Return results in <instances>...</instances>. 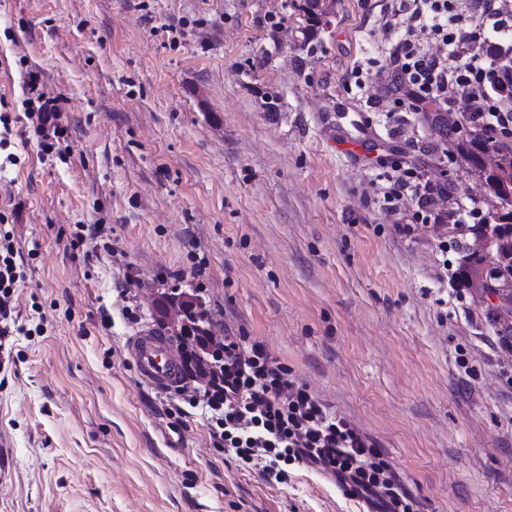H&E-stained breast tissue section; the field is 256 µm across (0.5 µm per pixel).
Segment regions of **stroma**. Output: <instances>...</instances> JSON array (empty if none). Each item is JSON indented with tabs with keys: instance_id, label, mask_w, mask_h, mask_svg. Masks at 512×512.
Masks as SVG:
<instances>
[{
	"instance_id": "35a3bbf8",
	"label": "stroma",
	"mask_w": 512,
	"mask_h": 512,
	"mask_svg": "<svg viewBox=\"0 0 512 512\" xmlns=\"http://www.w3.org/2000/svg\"><path fill=\"white\" fill-rule=\"evenodd\" d=\"M0 0V233L24 260L0 353V512H372L303 464L268 482L206 415L139 380L130 336L163 289L203 284L381 449L416 512H512V367L464 250L400 232L385 174L337 149L401 147L477 207L492 197L432 124L397 126L376 75L385 0ZM369 68L352 87L357 65ZM56 102L44 150L31 108ZM101 224L104 240L86 227ZM136 305L137 322L121 309ZM468 364L460 366L457 357Z\"/></svg>"
}]
</instances>
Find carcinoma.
<instances>
[{
	"label": "carcinoma",
	"instance_id": "1",
	"mask_svg": "<svg viewBox=\"0 0 512 512\" xmlns=\"http://www.w3.org/2000/svg\"><path fill=\"white\" fill-rule=\"evenodd\" d=\"M461 161L478 171L498 205L484 215L477 242L467 248L466 277L503 299L494 309L500 329H512V147L492 145L479 152L461 143Z\"/></svg>",
	"mask_w": 512,
	"mask_h": 512
}]
</instances>
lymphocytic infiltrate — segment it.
<instances>
[{"mask_svg":"<svg viewBox=\"0 0 512 512\" xmlns=\"http://www.w3.org/2000/svg\"><path fill=\"white\" fill-rule=\"evenodd\" d=\"M384 27L404 34L379 77L400 118L432 121L443 113L470 137L473 148L512 144V0H390ZM468 89L458 105L448 89ZM398 177L381 193L387 203L413 199L414 220L435 229L463 225L469 211L457 186L423 180L405 158L379 155ZM10 241L0 242V340L11 333L10 302L21 279ZM161 307L176 311L175 335L189 386L184 402L211 413L214 441L244 463L264 460L266 480L286 482L287 465L312 466L375 512H414V501L376 444L346 417L291 378L288 366L263 342L221 333L202 286L163 294Z\"/></svg>","mask_w":512,"mask_h":512,"instance_id":"obj_1","label":"lymphocytic infiltrate"}]
</instances>
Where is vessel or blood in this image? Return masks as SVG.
I'll use <instances>...</instances> for the list:
<instances>
[{
	"label": "vessel or blood",
	"instance_id": "b4317fda",
	"mask_svg": "<svg viewBox=\"0 0 512 512\" xmlns=\"http://www.w3.org/2000/svg\"><path fill=\"white\" fill-rule=\"evenodd\" d=\"M127 350L140 380L166 392L182 385L181 362L174 344L165 336L151 330L140 332L128 340Z\"/></svg>",
	"mask_w": 512,
	"mask_h": 512
}]
</instances>
